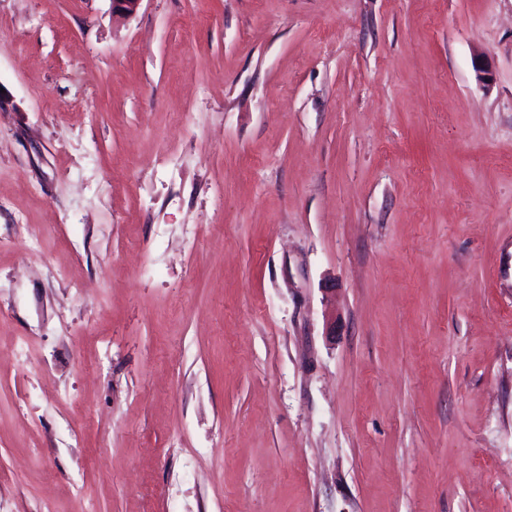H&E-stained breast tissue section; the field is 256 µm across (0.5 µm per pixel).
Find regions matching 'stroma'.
<instances>
[{
    "label": "stroma",
    "instance_id": "obj_1",
    "mask_svg": "<svg viewBox=\"0 0 512 512\" xmlns=\"http://www.w3.org/2000/svg\"><path fill=\"white\" fill-rule=\"evenodd\" d=\"M0 512H512V0H0Z\"/></svg>",
    "mask_w": 512,
    "mask_h": 512
}]
</instances>
